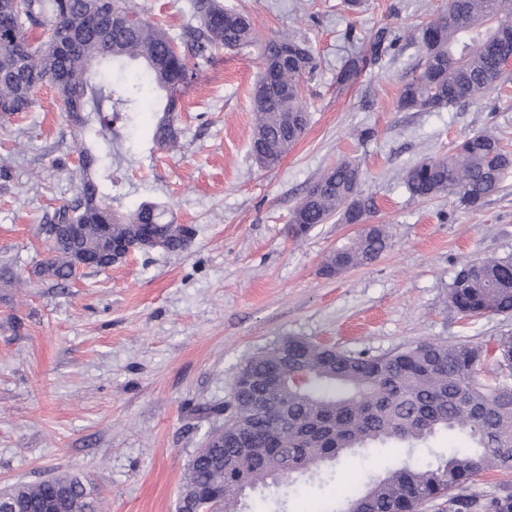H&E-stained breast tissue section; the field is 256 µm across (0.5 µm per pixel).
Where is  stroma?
<instances>
[{
  "label": "stroma",
  "instance_id": "stroma-1",
  "mask_svg": "<svg viewBox=\"0 0 512 512\" xmlns=\"http://www.w3.org/2000/svg\"><path fill=\"white\" fill-rule=\"evenodd\" d=\"M188 0H133L147 19L179 36ZM246 13L258 38L295 35L317 61L304 81L305 134L272 169L249 153L251 93L259 49H216L181 92L172 150L154 146L152 101L112 145V208L166 205L195 225L179 253H138L66 290L38 275L48 257L39 233L69 199L75 161L61 94L38 87L31 112L0 123V266L24 288L0 283V489L52 475L84 476L108 512H175L188 461L223 419L234 376L248 357L286 336L348 354L388 355L423 340L490 344L512 317H465L450 286L471 261L512 254V171L473 211L448 197L417 200L402 176L464 136L489 130L512 150V70L483 95L434 112L398 108L418 62L407 28L448 0H224ZM395 43L349 87L336 77L377 31ZM357 161L372 222L390 240L371 265L329 277L325 256L358 229L332 219L296 239L290 217L306 188L341 160ZM378 448L342 456L274 506L253 494L245 512H307L395 459Z\"/></svg>",
  "mask_w": 512,
  "mask_h": 512
}]
</instances>
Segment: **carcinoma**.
<instances>
[{"label":"carcinoma","mask_w":512,"mask_h":512,"mask_svg":"<svg viewBox=\"0 0 512 512\" xmlns=\"http://www.w3.org/2000/svg\"><path fill=\"white\" fill-rule=\"evenodd\" d=\"M46 27L55 40L69 28L82 31L74 49L63 47L53 61L49 45L29 44L32 28ZM417 47L415 74L398 98L404 111L432 112L474 99L500 81L503 56L512 52V0H452L448 10L408 32ZM257 43L250 18L224 6V0H190L189 22L180 41L163 24L142 17L128 0H0V119L9 120L34 104L33 75L55 80L72 129H91V113L102 100L128 111L143 91L165 102L153 126L152 141L162 150L178 146V92L206 63L213 49H240ZM288 49L291 63L260 94L269 61ZM367 58L348 60L337 84H353ZM260 75L253 93L254 125L250 152L264 168L276 166L302 136L309 111L302 96L305 76L317 67L301 39L281 37L260 44ZM105 63L135 67L126 78L99 77L91 67ZM77 165L71 169L74 193L44 218L41 231L50 257L39 274L65 286L76 275L73 257L95 258L94 269L112 263L102 248V225L114 239H131L152 224L167 223V209L143 202L127 214L107 204L112 190V126L104 128L98 149L75 141ZM512 168V153L490 131L464 137L449 156L431 157L409 169L404 183L413 198L452 196L471 210L497 193ZM361 170L351 160L330 168L305 191L290 218L294 237L340 215L352 224L370 209L360 198ZM187 228L168 226V252L183 250ZM378 225L360 232L330 253L327 275L374 262L387 247ZM453 307L465 316L512 315V254L465 265L449 291ZM493 360L491 378H481ZM303 372L306 382L294 377ZM224 425L211 431L187 463L182 493L198 512H242L241 501L258 488L291 492L313 469L341 455L376 445L412 448L433 436H463L467 445L450 448L433 461L402 462L364 485L336 491L334 505L318 512H422L443 506L448 512H512V487L505 484L488 502L465 490L493 469L512 468V333L493 347L481 343L421 341L388 356L351 355L288 336L248 358L238 369ZM251 452L241 457L239 449ZM3 495L26 512H104L85 478L68 473L34 483H17Z\"/></svg>","instance_id":"carcinoma-1"}]
</instances>
